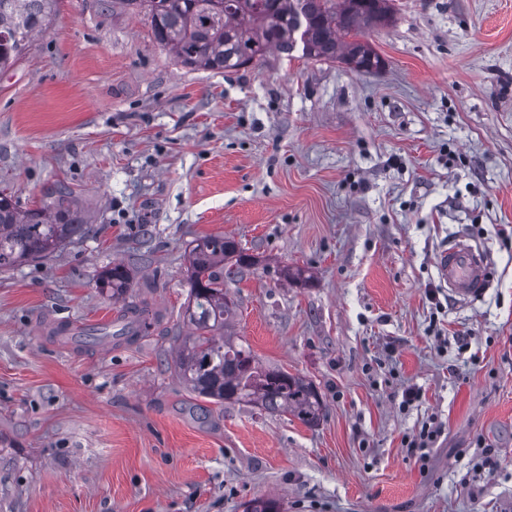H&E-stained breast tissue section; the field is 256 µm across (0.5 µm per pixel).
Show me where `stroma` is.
I'll use <instances>...</instances> for the list:
<instances>
[{
  "label": "stroma",
  "instance_id": "35a3bbf8",
  "mask_svg": "<svg viewBox=\"0 0 512 512\" xmlns=\"http://www.w3.org/2000/svg\"><path fill=\"white\" fill-rule=\"evenodd\" d=\"M393 5L365 34L373 73L186 67L120 0H61L0 73V191L26 206L65 181L95 228L0 271V512H512V0ZM206 235L258 258L228 286L229 332L315 384L318 426L178 377ZM461 236L490 268L471 303L435 265ZM114 262L151 330L56 344L55 323L85 336L122 313L97 286ZM433 417L423 465L404 440Z\"/></svg>",
  "mask_w": 512,
  "mask_h": 512
}]
</instances>
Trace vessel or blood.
I'll return each instance as SVG.
<instances>
[{"instance_id":"1","label":"vessel or blood","mask_w":512,"mask_h":512,"mask_svg":"<svg viewBox=\"0 0 512 512\" xmlns=\"http://www.w3.org/2000/svg\"><path fill=\"white\" fill-rule=\"evenodd\" d=\"M436 269L450 295L461 302L481 298L489 285V266L484 251L463 239L439 251Z\"/></svg>"}]
</instances>
